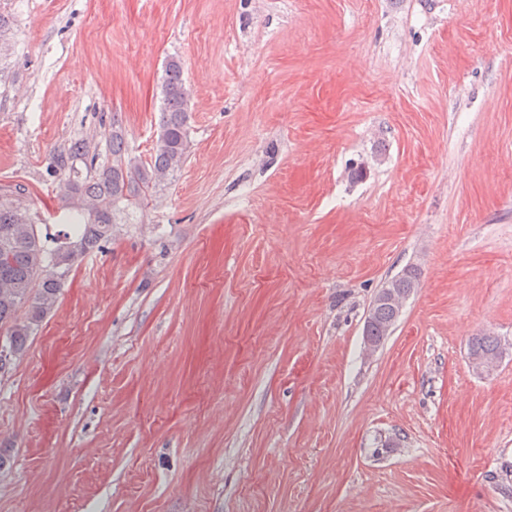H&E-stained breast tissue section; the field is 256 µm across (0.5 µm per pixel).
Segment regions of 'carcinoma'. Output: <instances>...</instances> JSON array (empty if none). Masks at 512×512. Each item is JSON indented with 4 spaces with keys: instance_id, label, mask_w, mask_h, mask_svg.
Segmentation results:
<instances>
[{
    "instance_id": "1",
    "label": "carcinoma",
    "mask_w": 512,
    "mask_h": 512,
    "mask_svg": "<svg viewBox=\"0 0 512 512\" xmlns=\"http://www.w3.org/2000/svg\"><path fill=\"white\" fill-rule=\"evenodd\" d=\"M15 48L10 16L0 8V61ZM190 90L181 62L167 61L161 82V107L155 127L156 148L148 159L132 154L118 113H112L108 152L99 162L94 135H78L57 147L47 174L62 180L60 209L65 229L56 233L38 224L30 209L31 192L23 185L0 188V329L14 360L26 352L47 317L57 309L63 288L83 258L102 249L119 233L129 212L148 208L157 193L189 156ZM413 265L387 284L411 292L419 285ZM394 310L379 303L370 310L372 337L387 335ZM502 356L493 336L470 344L475 363H496Z\"/></svg>"
}]
</instances>
